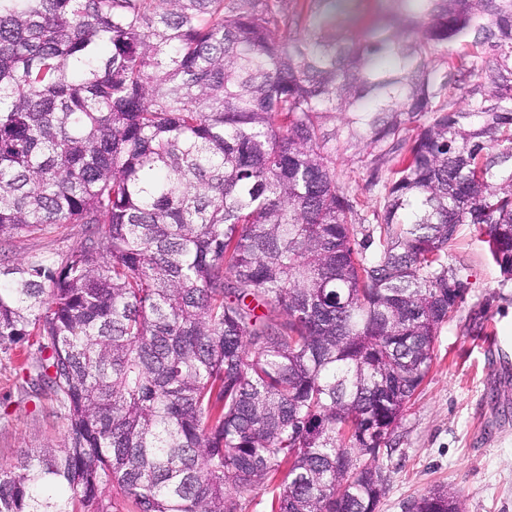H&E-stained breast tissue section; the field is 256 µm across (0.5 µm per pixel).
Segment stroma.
Here are the masks:
<instances>
[{"label": "stroma", "mask_w": 512, "mask_h": 512, "mask_svg": "<svg viewBox=\"0 0 512 512\" xmlns=\"http://www.w3.org/2000/svg\"><path fill=\"white\" fill-rule=\"evenodd\" d=\"M83 227L68 224L18 237L9 254L77 246ZM448 264L469 288L435 341L436 359L380 461L387 491L376 512H406L432 489L456 492L462 512H512V280L468 224L448 249ZM66 423L48 402L28 398L11 360H0V465L21 449L59 447Z\"/></svg>", "instance_id": "1"}]
</instances>
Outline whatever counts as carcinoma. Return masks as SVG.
I'll return each instance as SVG.
<instances>
[{
    "mask_svg": "<svg viewBox=\"0 0 512 512\" xmlns=\"http://www.w3.org/2000/svg\"><path fill=\"white\" fill-rule=\"evenodd\" d=\"M354 23L344 0H0V246L86 228L0 261V355L66 421L0 465V512H245L257 487L376 512L468 288L457 226L512 279V0ZM353 142L374 208L337 172ZM409 512L461 509L435 488ZM82 239L81 224H65L48 232L23 234L15 239L9 257L12 261H16L32 253L61 252L77 246Z\"/></svg>",
    "mask_w": 512,
    "mask_h": 512,
    "instance_id": "1",
    "label": "carcinoma"
}]
</instances>
